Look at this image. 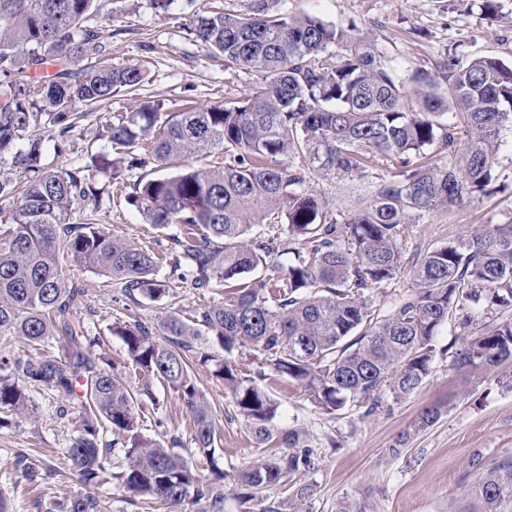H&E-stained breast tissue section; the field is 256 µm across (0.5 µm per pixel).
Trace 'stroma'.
<instances>
[{
    "instance_id": "obj_1",
    "label": "stroma",
    "mask_w": 512,
    "mask_h": 512,
    "mask_svg": "<svg viewBox=\"0 0 512 512\" xmlns=\"http://www.w3.org/2000/svg\"><path fill=\"white\" fill-rule=\"evenodd\" d=\"M225 13L248 15L256 4L267 14L287 11L319 18L337 26L355 25L373 40L385 61L400 71L424 68L442 73L449 56L469 59L492 55L512 65V0H499L501 15L490 21L475 0H213ZM195 5L174 0L168 11L153 9L149 0H124L121 12L102 9L92 26L111 31L108 61L113 66L141 65L148 71V95L180 108L183 99L210 105L243 98L257 82L255 74L225 68L221 59L188 34ZM123 98L82 118L62 152L46 148L43 161L53 170L83 164L89 155L105 151L97 136L107 115L124 111ZM385 162L373 163L365 179L332 178L313 174L310 186L328 203L333 217L344 219L370 199L373 182L388 178ZM501 192L466 199L449 210L420 214L407 224L403 236L404 265L390 282L372 289L376 307L387 310L412 287V266L432 248L473 233L485 224L512 222V145L503 146L495 171ZM101 190L96 212L99 224L112 235L155 246L165 231H155L124 197L131 185L115 186L97 176ZM70 282L87 288L76 315L93 334L102 336L105 357L122 366L126 347L109 327L123 317L127 305L119 288L107 277L65 264ZM466 336L448 320L435 338V357L422 384L409 396L382 391L374 409L354 403L329 415L308 397L296 381L272 376L265 390L278 404V427L303 429L313 451L311 469L291 476L287 485L271 489L266 503L279 512H452L485 471L512 456V360L491 373L473 375L456 369L455 353ZM197 381L215 410L216 430L224 448L227 472L245 468L267 455L254 440L246 419L213 377L198 367ZM157 409L144 415L147 435H155V418L170 434L179 436L183 456L194 469L203 463L192 445V421L181 400L163 386L154 388ZM34 420L16 419L0 429V496L11 512H53L57 503L75 496L98 499L100 512H168L166 506H147L115 478L125 465L124 451L111 449V477L100 486L82 485L71 470L65 449L77 422L68 413V400L32 386L28 389ZM438 407L442 414L422 428L423 409ZM400 455H392L393 445ZM27 452L47 472L40 488L24 486L14 469L17 452Z\"/></svg>"
}]
</instances>
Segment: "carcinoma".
Wrapping results in <instances>:
<instances>
[{
  "instance_id": "1",
  "label": "carcinoma",
  "mask_w": 512,
  "mask_h": 512,
  "mask_svg": "<svg viewBox=\"0 0 512 512\" xmlns=\"http://www.w3.org/2000/svg\"><path fill=\"white\" fill-rule=\"evenodd\" d=\"M98 10L97 0H0V159L10 157L26 178L19 186L0 173V202L10 203L0 208V337L20 338L30 351L24 359L0 353V427L33 418L27 386H39L77 406L67 459L84 484L105 482L106 453L119 444L127 464L116 479L147 501L177 512L187 502L197 512H224L230 479L238 501L254 503L250 512H276L262 505V492L311 468L312 450L301 429L275 426L278 406L259 386L265 371L240 366L235 352L250 347L334 413L385 389L410 395L430 372L435 336L449 315L465 329L472 303L512 314V223L488 224L428 251L413 269L411 294L387 314L366 295L399 272L413 217L489 193L504 133H512V67L493 56L464 64L452 57L445 95L434 73L398 71L353 26L288 12L265 16L262 5L251 16L216 8L194 15L190 35L259 82L233 103L174 111L135 96L145 84L141 67L99 65L108 42L88 25ZM48 62L56 72L35 79ZM115 97L129 98L126 111L98 129L111 151L83 167L47 169L45 140L64 148L81 117L77 107L97 110ZM139 145L147 150L136 155ZM432 146L447 152L448 166L431 164ZM290 154L303 164L283 165ZM199 157L209 163L195 166ZM375 157L395 171L372 186L366 206L333 218L309 187V172L363 177ZM147 167L153 176L137 177L127 202L159 230L178 225L165 251L77 220L95 200L97 173L108 170L123 184ZM62 252L109 277L133 304L164 310L159 336L138 319L110 328L126 346L137 386L94 350L100 338L74 318L87 289L65 278ZM288 254L294 259L285 265ZM163 262L168 272L160 277ZM185 284L202 292L222 287L224 299L190 318L166 310ZM511 359L507 318L467 341L454 365L476 374ZM195 361L213 366L256 442L278 452L233 475L224 471ZM157 383L189 412L208 474L175 451L180 438L165 445L142 431L138 408L155 401ZM106 432L114 436L108 443ZM15 467L29 488L39 486L41 472L27 454L17 455ZM57 509L99 512V503L84 495ZM453 512H512V457L484 473Z\"/></svg>"
}]
</instances>
